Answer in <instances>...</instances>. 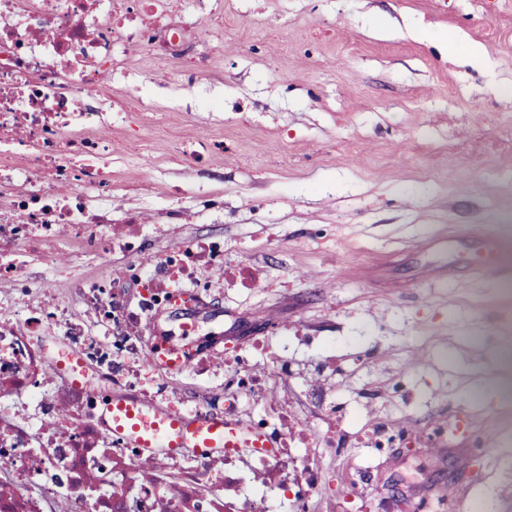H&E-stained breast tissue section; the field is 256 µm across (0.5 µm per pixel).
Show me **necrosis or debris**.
<instances>
[{"label": "necrosis or debris", "mask_w": 512, "mask_h": 512, "mask_svg": "<svg viewBox=\"0 0 512 512\" xmlns=\"http://www.w3.org/2000/svg\"><path fill=\"white\" fill-rule=\"evenodd\" d=\"M173 10L174 0H0V281L11 284L0 294V476H9L0 512H312L324 472L311 449L400 441L358 415L344 436L324 432L317 419L335 416L336 404L313 389L305 397L319 416L296 413L283 396L287 337L263 344L262 361L245 352L225 364L221 328L197 318L219 284L223 240L168 251L149 277L138 232L111 234L121 185L111 143L93 132L101 80L124 65L130 43L177 55L189 29ZM62 241L123 264L30 288L33 266H52ZM202 266L213 277L197 283L196 315L171 323L177 283ZM158 340L175 345L192 386L148 362ZM119 401L148 415H221L271 448L150 452L113 432L109 406ZM297 441L307 455L291 453Z\"/></svg>", "instance_id": "necrosis-or-debris-1"}]
</instances>
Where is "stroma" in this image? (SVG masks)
I'll return each mask as SVG.
<instances>
[{"mask_svg":"<svg viewBox=\"0 0 512 512\" xmlns=\"http://www.w3.org/2000/svg\"><path fill=\"white\" fill-rule=\"evenodd\" d=\"M219 4L183 14L201 68L127 47L112 88L150 71L144 93L169 111L156 132L135 112L100 123L128 186L113 210L138 217L152 257L223 239L225 355L288 335L337 403L404 426L398 448L322 453L325 507L415 512L452 489L460 512H512V0ZM473 44L491 69L469 62ZM201 136L223 153L184 166ZM165 207L183 212L178 232ZM486 261L496 275L475 277ZM436 420L457 429L448 446L425 435ZM347 457L362 469L351 490Z\"/></svg>","mask_w":512,"mask_h":512,"instance_id":"stroma-1","label":"stroma"}]
</instances>
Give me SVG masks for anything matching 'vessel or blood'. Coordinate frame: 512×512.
I'll use <instances>...</instances> for the list:
<instances>
[{
	"mask_svg": "<svg viewBox=\"0 0 512 512\" xmlns=\"http://www.w3.org/2000/svg\"><path fill=\"white\" fill-rule=\"evenodd\" d=\"M112 428L142 448H195L204 453H220L239 447L242 442L238 431L221 417L190 419L179 413H165L155 416L152 427H143L141 415L123 402L112 407Z\"/></svg>",
	"mask_w": 512,
	"mask_h": 512,
	"instance_id": "vessel-or-blood-1",
	"label": "vessel or blood"
}]
</instances>
